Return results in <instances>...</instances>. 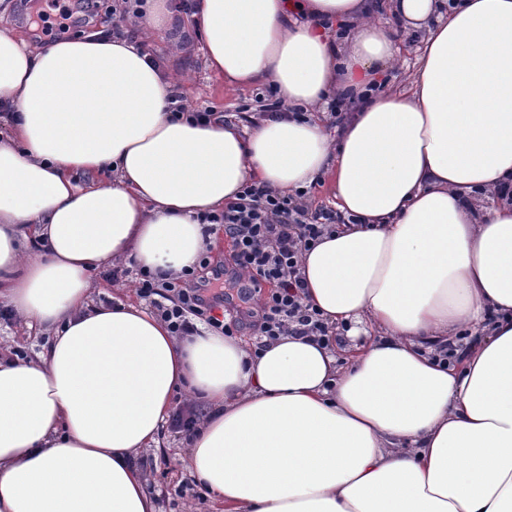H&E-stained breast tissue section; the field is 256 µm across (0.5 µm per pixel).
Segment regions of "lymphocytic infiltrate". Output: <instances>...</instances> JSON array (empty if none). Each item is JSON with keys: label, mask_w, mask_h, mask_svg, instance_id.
Instances as JSON below:
<instances>
[{"label": "lymphocytic infiltrate", "mask_w": 512, "mask_h": 512, "mask_svg": "<svg viewBox=\"0 0 512 512\" xmlns=\"http://www.w3.org/2000/svg\"><path fill=\"white\" fill-rule=\"evenodd\" d=\"M205 235L223 233L236 274H247L260 299L256 309L217 310L204 294L207 278L225 268L200 256L196 267L160 279L149 270L134 273L138 295L153 305L175 336L199 334L201 326L232 336L250 325L254 350L287 333L329 340L332 332L319 311L303 301L299 258L342 216L335 209H309L301 197L282 195L254 182L245 184L237 202L200 216Z\"/></svg>", "instance_id": "lymphocytic-infiltrate-1"}]
</instances>
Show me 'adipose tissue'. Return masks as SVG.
<instances>
[{
	"label": "adipose tissue",
	"instance_id": "1",
	"mask_svg": "<svg viewBox=\"0 0 512 512\" xmlns=\"http://www.w3.org/2000/svg\"><path fill=\"white\" fill-rule=\"evenodd\" d=\"M387 9L200 0L207 66L285 106L247 136L175 116L181 78L139 42L34 49L0 30V299L53 334L0 359V512H157L131 459L181 387L209 407L187 467L224 512H512V0ZM401 26L427 32L407 87L367 93ZM337 96L339 136L293 116ZM325 175L346 222L298 274L345 352L284 336L255 354L176 339L132 302L89 309L91 272L115 258L196 265L198 214L246 182ZM481 193L500 200L477 209ZM465 330L476 342L441 360Z\"/></svg>",
	"mask_w": 512,
	"mask_h": 512
}]
</instances>
